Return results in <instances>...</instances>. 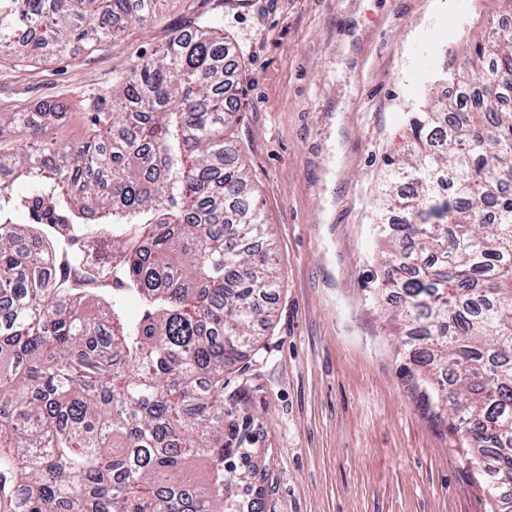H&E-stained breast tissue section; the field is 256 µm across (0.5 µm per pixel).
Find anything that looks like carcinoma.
<instances>
[{
	"instance_id": "carcinoma-1",
	"label": "carcinoma",
	"mask_w": 512,
	"mask_h": 512,
	"mask_svg": "<svg viewBox=\"0 0 512 512\" xmlns=\"http://www.w3.org/2000/svg\"><path fill=\"white\" fill-rule=\"evenodd\" d=\"M158 0H0V56L62 51L152 18ZM206 20L84 99L90 135L39 141L64 107L0 112V512H224V369L271 316L266 220L226 142L224 39ZM512 27L488 22L438 74L387 160L409 382L461 435L497 505L512 492ZM23 214L27 223L15 217ZM140 313L127 315L129 301ZM210 466L206 488L184 472Z\"/></svg>"
}]
</instances>
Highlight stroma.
I'll return each mask as SVG.
<instances>
[{
    "instance_id": "1",
    "label": "stroma",
    "mask_w": 512,
    "mask_h": 512,
    "mask_svg": "<svg viewBox=\"0 0 512 512\" xmlns=\"http://www.w3.org/2000/svg\"><path fill=\"white\" fill-rule=\"evenodd\" d=\"M167 0L97 44L0 57V112L80 103L174 33L220 12L236 86L228 128L262 210L279 285L257 340L224 371V512H489L447 417L410 386L403 333L376 302L372 216L387 158L480 0Z\"/></svg>"
}]
</instances>
